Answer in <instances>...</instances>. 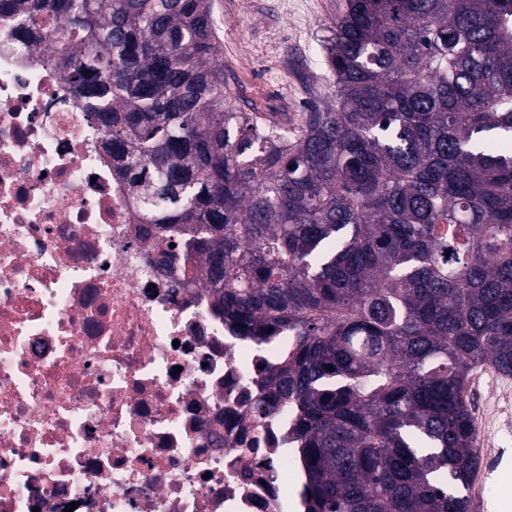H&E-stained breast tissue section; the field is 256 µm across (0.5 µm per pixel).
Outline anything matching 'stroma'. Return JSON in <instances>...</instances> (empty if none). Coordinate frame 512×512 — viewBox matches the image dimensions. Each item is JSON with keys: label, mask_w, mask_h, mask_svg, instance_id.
I'll use <instances>...</instances> for the list:
<instances>
[{"label": "stroma", "mask_w": 512, "mask_h": 512, "mask_svg": "<svg viewBox=\"0 0 512 512\" xmlns=\"http://www.w3.org/2000/svg\"><path fill=\"white\" fill-rule=\"evenodd\" d=\"M288 13L284 0H212L229 100L241 112L296 118L308 102L326 101L334 88L321 45L345 0H305ZM469 389L482 433L499 438L512 428V376L475 371Z\"/></svg>", "instance_id": "stroma-1"}]
</instances>
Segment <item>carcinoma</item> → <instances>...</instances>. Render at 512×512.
<instances>
[{"mask_svg":"<svg viewBox=\"0 0 512 512\" xmlns=\"http://www.w3.org/2000/svg\"><path fill=\"white\" fill-rule=\"evenodd\" d=\"M107 133L166 262L245 337L284 342L307 512H470L467 396L512 375V0H346L331 102L237 112L210 0H0Z\"/></svg>","mask_w":512,"mask_h":512,"instance_id":"carcinoma-1","label":"carcinoma"}]
</instances>
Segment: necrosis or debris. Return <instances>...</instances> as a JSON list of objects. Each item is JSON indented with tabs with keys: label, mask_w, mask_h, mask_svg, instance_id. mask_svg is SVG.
<instances>
[{
	"label": "necrosis or debris",
	"mask_w": 512,
	"mask_h": 512,
	"mask_svg": "<svg viewBox=\"0 0 512 512\" xmlns=\"http://www.w3.org/2000/svg\"><path fill=\"white\" fill-rule=\"evenodd\" d=\"M0 18V512H306L281 344L144 236L106 133Z\"/></svg>",
	"instance_id": "4bbe7bcc"
}]
</instances>
